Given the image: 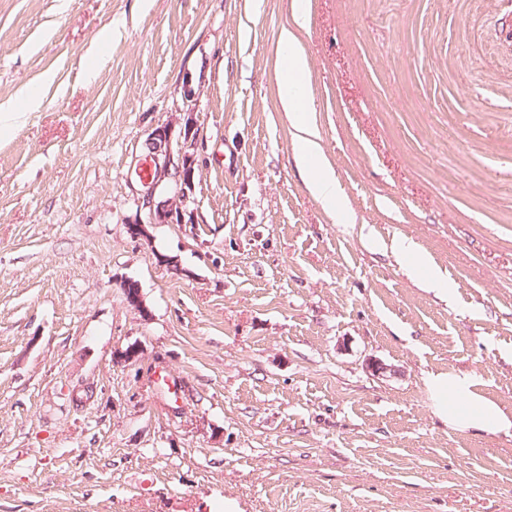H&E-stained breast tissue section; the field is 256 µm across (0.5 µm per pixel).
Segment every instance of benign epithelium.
Wrapping results in <instances>:
<instances>
[{"mask_svg": "<svg viewBox=\"0 0 512 512\" xmlns=\"http://www.w3.org/2000/svg\"><path fill=\"white\" fill-rule=\"evenodd\" d=\"M180 124L178 135H173L174 124L158 127L150 134L153 155L148 166L151 171L147 182L143 183L144 191L138 198V211L142 217L128 225L133 237L148 234L147 226L151 224H182L190 195L194 191L193 161L189 149L196 146L199 139L196 112L189 109L175 119ZM167 193L161 202L154 200L158 189ZM123 290L127 303L134 307H142L141 292L137 282L125 280Z\"/></svg>", "mask_w": 512, "mask_h": 512, "instance_id": "benign-epithelium-1", "label": "benign epithelium"}]
</instances>
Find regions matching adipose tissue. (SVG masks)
<instances>
[{
  "mask_svg": "<svg viewBox=\"0 0 512 512\" xmlns=\"http://www.w3.org/2000/svg\"><path fill=\"white\" fill-rule=\"evenodd\" d=\"M304 20V6L301 0H296L293 25L281 36L280 103L295 131L296 161L310 193L325 210L338 212L342 209L341 189L318 141L307 87L309 62L295 34ZM426 386L434 414L449 428L512 436V414L477 392L471 376L459 372L436 373L427 377Z\"/></svg>",
  "mask_w": 512,
  "mask_h": 512,
  "instance_id": "1",
  "label": "adipose tissue"
}]
</instances>
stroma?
<instances>
[{"label": "stroma", "instance_id": "obj_1", "mask_svg": "<svg viewBox=\"0 0 512 512\" xmlns=\"http://www.w3.org/2000/svg\"><path fill=\"white\" fill-rule=\"evenodd\" d=\"M305 3L346 221L280 105L293 0H0V104L44 87L0 138V512H512V437L425 386L512 413V0ZM191 107L193 221L131 237L148 135ZM395 250L413 274L423 278L442 294L449 296L452 293V288H448L445 277L431 264L426 255L415 248L412 242L402 240L395 246ZM426 386L434 414L449 428L512 436V414L477 392L476 383L468 374H430Z\"/></svg>", "mask_w": 512, "mask_h": 512}]
</instances>
